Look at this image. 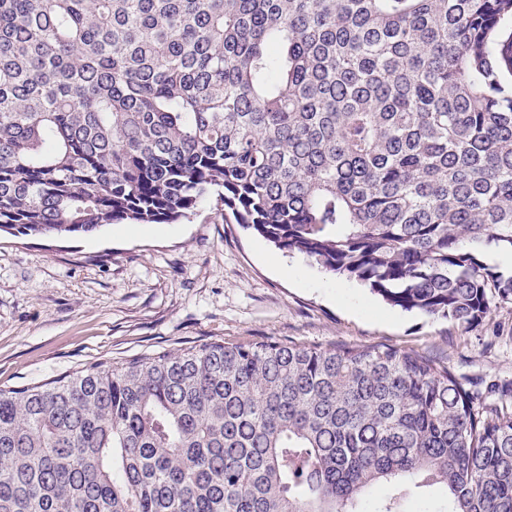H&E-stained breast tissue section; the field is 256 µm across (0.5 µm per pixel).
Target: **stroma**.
<instances>
[{
  "instance_id": "stroma-1",
  "label": "stroma",
  "mask_w": 512,
  "mask_h": 512,
  "mask_svg": "<svg viewBox=\"0 0 512 512\" xmlns=\"http://www.w3.org/2000/svg\"><path fill=\"white\" fill-rule=\"evenodd\" d=\"M383 345L438 360L481 403H512V302L478 323L408 313L289 255L212 202L174 224L83 236L0 232V388L206 342Z\"/></svg>"
}]
</instances>
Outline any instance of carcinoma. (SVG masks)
<instances>
[{
    "mask_svg": "<svg viewBox=\"0 0 512 512\" xmlns=\"http://www.w3.org/2000/svg\"><path fill=\"white\" fill-rule=\"evenodd\" d=\"M208 198L404 311L512 302V0H0V231ZM0 512H512V409L383 346L99 363L0 389Z\"/></svg>",
    "mask_w": 512,
    "mask_h": 512,
    "instance_id": "obj_1",
    "label": "carcinoma"
}]
</instances>
